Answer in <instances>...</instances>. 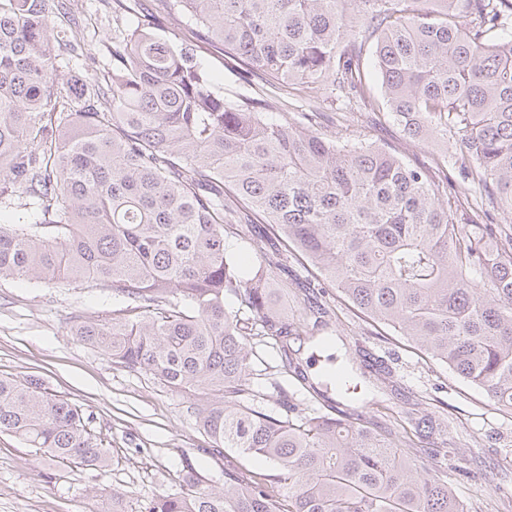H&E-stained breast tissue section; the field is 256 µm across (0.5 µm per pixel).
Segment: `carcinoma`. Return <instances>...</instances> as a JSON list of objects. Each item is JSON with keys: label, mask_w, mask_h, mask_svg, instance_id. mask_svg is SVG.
<instances>
[{"label": "carcinoma", "mask_w": 512, "mask_h": 512, "mask_svg": "<svg viewBox=\"0 0 512 512\" xmlns=\"http://www.w3.org/2000/svg\"><path fill=\"white\" fill-rule=\"evenodd\" d=\"M167 15L272 86H321L357 110L383 105L409 139L454 141V164L512 213V0H163ZM68 0H0V200H29L32 224L0 225V280L78 283L129 302L80 317L72 335L195 409L212 454L260 455L269 473L224 469L221 489L190 464L182 492L148 512H466L448 475L419 464L415 431L362 418L364 383L345 361L321 381L288 361L336 416L254 406L253 337H300L279 295L288 259L310 267L366 319L512 410V230L464 207L438 167L394 148L339 141L267 118L262 100L215 90L189 45L143 17L112 37V68L64 73L78 44ZM247 224L271 253L246 268L226 247ZM236 299L229 312L224 299ZM307 340H328L312 301ZM34 456L107 460L81 408L36 380L0 376V433Z\"/></svg>", "instance_id": "obj_1"}]
</instances>
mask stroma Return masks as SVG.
<instances>
[{
	"mask_svg": "<svg viewBox=\"0 0 512 512\" xmlns=\"http://www.w3.org/2000/svg\"><path fill=\"white\" fill-rule=\"evenodd\" d=\"M126 2L129 18L154 17L164 38L195 44L196 58L219 92L264 100L275 121L297 124L314 111L322 132L394 146L415 164L432 166L451 154L438 144L403 138L386 115L342 109L322 90L282 91L256 76L243 78L235 61L215 46L196 43L190 27L169 17L162 0ZM69 27L89 58V68L107 69L117 29L110 0H71ZM327 300L337 315L334 341L322 349L302 347L298 359L308 376L347 354L359 367L383 362L391 374L385 383L370 387L361 408L365 418L402 432L403 421L390 418V411L404 408L410 396H422V413L448 421L442 440L451 449L446 457H424L425 466L447 472L467 512H512V410L498 409L448 367L422 358L405 337L361 319L336 292H329ZM125 305L123 298L102 288L24 279L0 282V376L42 379L51 393L83 409L109 452L100 466H64L36 459L17 436L0 433V512H112L116 492L123 495L124 512H148L157 497L180 492L185 464H193L209 487L222 486L228 465L271 471L269 462L234 450L220 457L208 454V441L195 418L197 405L207 399L205 390H171L150 373L113 364L108 355L73 336L77 317L105 316ZM255 350L254 387L263 394L256 405L279 415L280 406L269 395L271 382L290 394L298 393L299 386L279 371L278 349L260 343Z\"/></svg>",
	"mask_w": 512,
	"mask_h": 512,
	"instance_id": "35a3bbf8",
	"label": "stroma"
}]
</instances>
